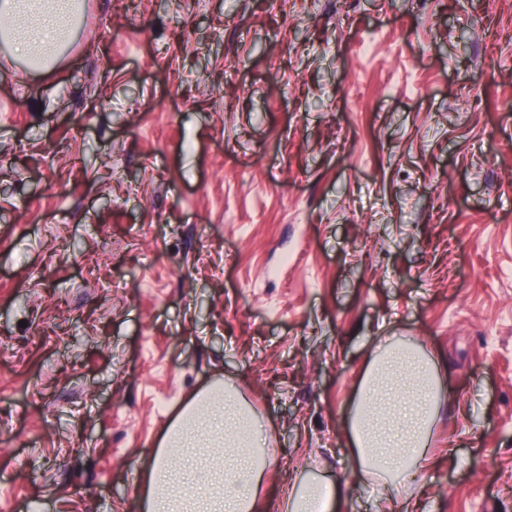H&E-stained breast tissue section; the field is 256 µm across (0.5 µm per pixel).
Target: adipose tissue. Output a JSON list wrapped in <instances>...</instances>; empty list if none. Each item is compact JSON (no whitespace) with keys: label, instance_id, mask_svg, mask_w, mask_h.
Instances as JSON below:
<instances>
[{"label":"adipose tissue","instance_id":"adipose-tissue-1","mask_svg":"<svg viewBox=\"0 0 512 512\" xmlns=\"http://www.w3.org/2000/svg\"><path fill=\"white\" fill-rule=\"evenodd\" d=\"M86 0H0V34L9 53L53 71ZM446 400L442 368L418 342L389 338L371 350L347 418L361 479L389 498L413 484L432 460L434 426ZM261 418L233 387L215 382L194 393L142 462L140 512H259L273 459ZM344 489L319 479L292 488L282 512H340Z\"/></svg>","mask_w":512,"mask_h":512}]
</instances>
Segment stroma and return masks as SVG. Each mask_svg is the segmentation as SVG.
Masks as SVG:
<instances>
[{"mask_svg":"<svg viewBox=\"0 0 512 512\" xmlns=\"http://www.w3.org/2000/svg\"><path fill=\"white\" fill-rule=\"evenodd\" d=\"M0 61V512H137L215 380L273 429L261 512L345 434L371 347L452 397L387 512H512V0H92Z\"/></svg>","mask_w":512,"mask_h":512,"instance_id":"obj_1","label":"stroma"}]
</instances>
